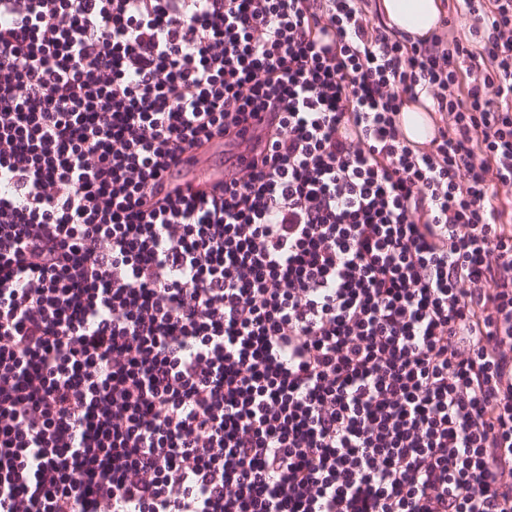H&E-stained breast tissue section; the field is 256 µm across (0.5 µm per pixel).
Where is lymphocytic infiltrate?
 <instances>
[{"label": "lymphocytic infiltrate", "mask_w": 512, "mask_h": 512, "mask_svg": "<svg viewBox=\"0 0 512 512\" xmlns=\"http://www.w3.org/2000/svg\"><path fill=\"white\" fill-rule=\"evenodd\" d=\"M458 7L0 0V512H512V0ZM369 9L377 10L389 28L407 33L412 37H427L438 26L440 13L447 16L454 25L455 35L469 37L470 17L458 9L455 0H370ZM424 112L426 111L416 104H411L402 110L401 131L413 142H426L432 133L431 122Z\"/></svg>", "instance_id": "lymphocytic-infiltrate-1"}]
</instances>
